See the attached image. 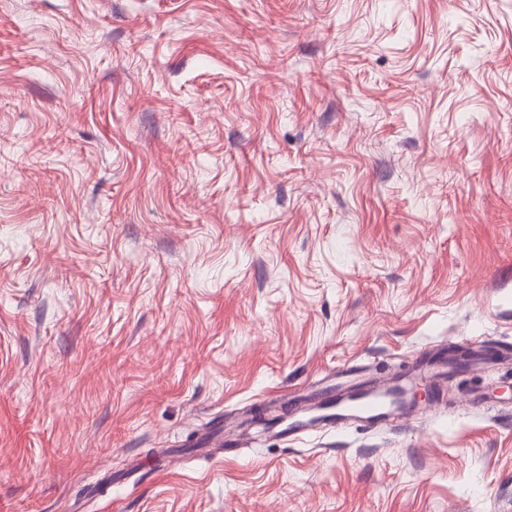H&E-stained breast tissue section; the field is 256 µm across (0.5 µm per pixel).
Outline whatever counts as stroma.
Masks as SVG:
<instances>
[{
  "mask_svg": "<svg viewBox=\"0 0 512 512\" xmlns=\"http://www.w3.org/2000/svg\"><path fill=\"white\" fill-rule=\"evenodd\" d=\"M0 512H512V0H0ZM398 385V381L395 384L391 380L372 381L363 385V393L355 399L344 391L336 392V384L325 387L332 392L324 399L328 403L325 424L336 429L351 426L377 429L408 415L411 408L394 394Z\"/></svg>",
  "mask_w": 512,
  "mask_h": 512,
  "instance_id": "1",
  "label": "stroma"
}]
</instances>
